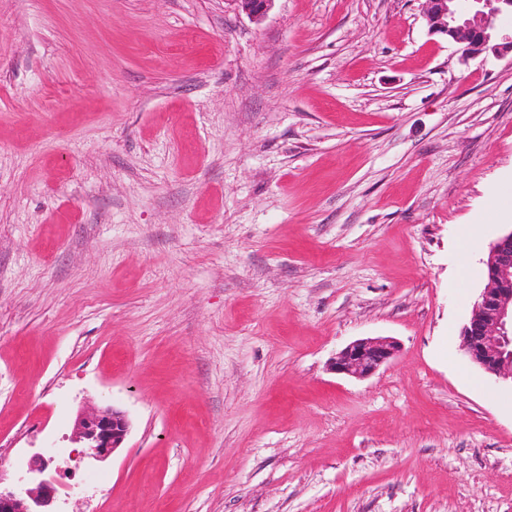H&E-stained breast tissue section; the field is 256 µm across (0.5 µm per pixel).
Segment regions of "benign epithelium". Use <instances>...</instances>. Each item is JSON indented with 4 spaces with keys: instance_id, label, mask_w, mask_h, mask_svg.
Here are the masks:
<instances>
[{
    "instance_id": "benign-epithelium-1",
    "label": "benign epithelium",
    "mask_w": 512,
    "mask_h": 512,
    "mask_svg": "<svg viewBox=\"0 0 512 512\" xmlns=\"http://www.w3.org/2000/svg\"><path fill=\"white\" fill-rule=\"evenodd\" d=\"M238 9L262 22L275 0H235ZM422 16L432 35L461 45V59L492 52L512 54V28L500 20L512 14V0H470L469 11L459 13L454 0H421ZM485 268L490 284L483 288L462 332L464 356L502 383L512 384V229L490 246ZM400 343L392 337L357 339L336 354L331 369L337 374L366 378L398 356ZM131 422L115 407H94L77 416L73 442L96 460L108 459L123 447ZM57 498L54 481L41 479L22 492L0 487V512H42Z\"/></svg>"
}]
</instances>
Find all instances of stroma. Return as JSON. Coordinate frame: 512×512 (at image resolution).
Masks as SVG:
<instances>
[{
    "mask_svg": "<svg viewBox=\"0 0 512 512\" xmlns=\"http://www.w3.org/2000/svg\"><path fill=\"white\" fill-rule=\"evenodd\" d=\"M509 229L512 57L421 0H0V485L57 448L55 512H512L460 347ZM400 351V343L392 337L357 339L336 354L331 369L337 374L366 378L396 358ZM131 422L122 410L115 407H94L77 416L72 429L73 442L85 448L88 457L108 459L123 445L130 433Z\"/></svg>",
    "mask_w": 512,
    "mask_h": 512,
    "instance_id": "1",
    "label": "stroma"
}]
</instances>
